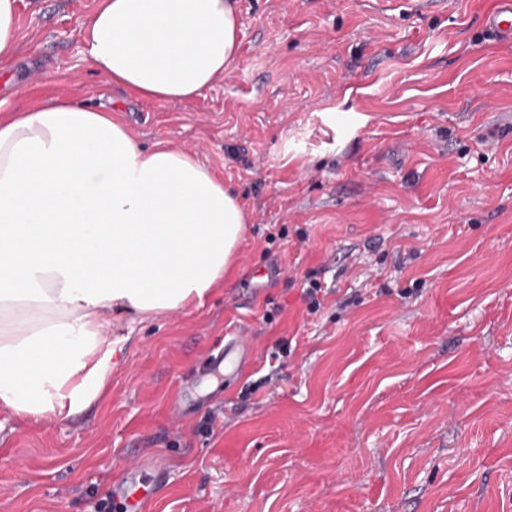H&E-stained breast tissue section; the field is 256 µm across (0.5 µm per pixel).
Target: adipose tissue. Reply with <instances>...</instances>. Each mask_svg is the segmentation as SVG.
<instances>
[{
	"label": "adipose tissue",
	"mask_w": 512,
	"mask_h": 512,
	"mask_svg": "<svg viewBox=\"0 0 512 512\" xmlns=\"http://www.w3.org/2000/svg\"><path fill=\"white\" fill-rule=\"evenodd\" d=\"M81 29L93 70L139 100H192L240 50L237 0H99ZM246 222L196 155L142 148L111 110L0 114V412L65 419L97 400L106 315L202 306Z\"/></svg>",
	"instance_id": "ef3b65f1"
}]
</instances>
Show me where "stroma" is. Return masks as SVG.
Masks as SVG:
<instances>
[{"mask_svg": "<svg viewBox=\"0 0 512 512\" xmlns=\"http://www.w3.org/2000/svg\"><path fill=\"white\" fill-rule=\"evenodd\" d=\"M96 2L17 0L0 113L108 106L143 147L193 152L249 222L202 306L106 324L102 399L0 414V512H90L142 453L164 471L142 477L151 512H512V44L481 21L496 0H238L237 61L182 102L93 73ZM308 277L327 292L314 315ZM229 336L246 368L219 384L203 363Z\"/></svg>", "mask_w": 512, "mask_h": 512, "instance_id": "stroma-1", "label": "stroma"}]
</instances>
